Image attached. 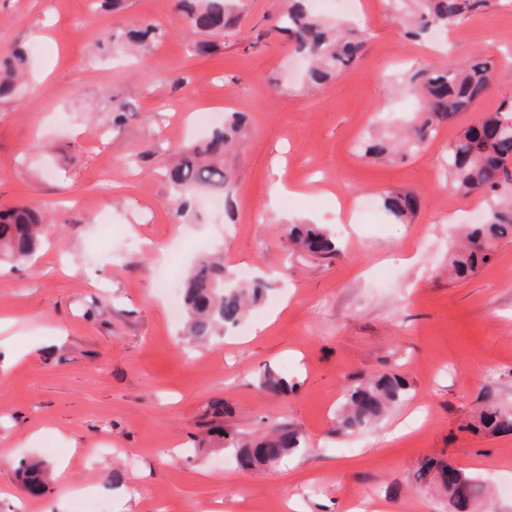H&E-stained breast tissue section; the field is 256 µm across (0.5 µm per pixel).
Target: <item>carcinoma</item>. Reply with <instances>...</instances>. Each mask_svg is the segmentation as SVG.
Instances as JSON below:
<instances>
[{
	"mask_svg": "<svg viewBox=\"0 0 512 512\" xmlns=\"http://www.w3.org/2000/svg\"><path fill=\"white\" fill-rule=\"evenodd\" d=\"M492 0H389L404 35L416 38L436 28H448L461 17L486 10ZM187 30L206 39L196 44L201 53L210 51L208 37L233 27L239 10L231 0H177ZM275 30L282 31L295 44L296 51L310 60L305 84L309 88L325 85L340 71L358 61L367 41L366 32L330 23L313 14L304 0H292L277 20ZM162 30L155 23H143L139 29L120 34L115 42L135 53H148L160 40ZM25 53L15 50L0 58V99L15 95L23 77ZM495 65L475 54L458 68H443L424 63L404 74L402 84L423 102L421 119L407 129L406 145L418 151L442 124L453 120L486 97L494 84ZM242 131L237 115L224 120V126L212 131L202 145L180 150L181 161L167 175L178 191L176 211L187 216L193 208L191 191L198 187L224 193L232 203L231 178L224 171L222 157ZM445 172L452 187L463 197L483 193L493 199L483 221L469 226L460 248L451 251L448 271L456 280L471 276L488 262L499 242L512 239V101L477 120L448 146ZM384 209L397 221L410 222L417 213V199L411 192H391L383 198ZM46 221L36 208L16 205L0 208V256L24 260L36 249ZM288 244L311 256H336V239L323 224H289L283 230ZM224 263L203 257L191 268L183 282L187 321L185 335L205 341L226 327L237 326L249 309L265 298L266 288L259 280L241 284L226 282ZM261 387L272 393L293 390L288 380L266 372ZM408 398L406 381L396 374H384L349 387L345 409L339 415L340 432H358L378 421L393 406ZM473 428L490 433L512 431V411L495 404L486 405ZM224 448H231L239 469L251 471L273 467L301 448L304 437L288 423L280 424L259 438L243 439L215 428ZM22 485L32 496L48 490L47 465L29 460L18 466ZM421 485L441 487L450 498L449 512H468L482 485L454 462L428 459L415 474Z\"/></svg>",
	"mask_w": 512,
	"mask_h": 512,
	"instance_id": "carcinoma-1",
	"label": "carcinoma"
}]
</instances>
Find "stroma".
<instances>
[{"label":"stroma","instance_id":"1","mask_svg":"<svg viewBox=\"0 0 512 512\" xmlns=\"http://www.w3.org/2000/svg\"><path fill=\"white\" fill-rule=\"evenodd\" d=\"M283 6L246 0L239 26L198 55L176 0H0V51L18 45L27 60L18 95L0 102V204L37 207L50 230L31 257L0 262V512H73L87 492L103 512H448L443 491L414 482L423 460L445 457L479 478V512H512V433L469 428L486 398L512 410V241L449 279L450 251L487 198L456 195L444 171L463 129L512 99V0L437 41L404 37L385 0H358L365 52L313 93L286 38L260 35ZM143 21L165 37L145 59L117 56L113 33ZM476 52L499 70L486 98L417 152L363 157L368 136L418 116L403 72ZM116 99L132 109L117 131ZM202 111L246 116L224 157L233 208L200 189L182 219L165 170L197 142L190 120ZM278 180L290 193L273 204ZM403 190L419 203L407 224L379 200ZM291 220L335 229L338 256L290 250ZM212 251L269 292L239 325L188 348L167 295ZM267 368L296 391L262 390ZM388 371L409 398L361 432L335 433L348 386ZM218 401L226 430L248 438L288 422L304 448L239 470L209 434ZM410 418L414 429L381 442ZM23 459L66 462L67 483L28 496ZM119 465L128 480L116 486Z\"/></svg>","mask_w":512,"mask_h":512}]
</instances>
